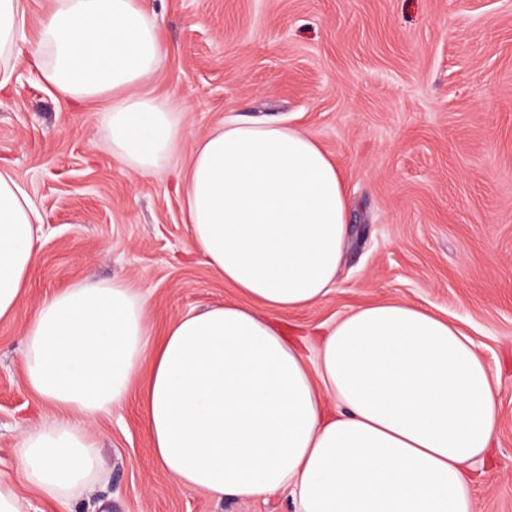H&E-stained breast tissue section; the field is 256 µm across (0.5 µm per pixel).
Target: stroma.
<instances>
[{
  "instance_id": "obj_1",
  "label": "stroma",
  "mask_w": 512,
  "mask_h": 512,
  "mask_svg": "<svg viewBox=\"0 0 512 512\" xmlns=\"http://www.w3.org/2000/svg\"><path fill=\"white\" fill-rule=\"evenodd\" d=\"M169 48L155 93L189 137L139 177L105 127L16 64L0 92V166L44 217L25 310L86 275L149 295L162 335L178 314L235 298L192 252L178 175L229 117L285 119L342 169L351 239L338 288L284 314L310 330L400 298L457 322L497 380L500 421L476 461L478 512H512V0H147ZM19 324L0 325V470L56 411L23 383ZM133 387L91 430L105 480L74 512H295L289 494L182 490L150 454Z\"/></svg>"
}]
</instances>
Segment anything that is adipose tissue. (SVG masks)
Listing matches in <instances>:
<instances>
[{
    "instance_id": "ef3b65f1",
    "label": "adipose tissue",
    "mask_w": 512,
    "mask_h": 512,
    "mask_svg": "<svg viewBox=\"0 0 512 512\" xmlns=\"http://www.w3.org/2000/svg\"><path fill=\"white\" fill-rule=\"evenodd\" d=\"M27 0H0V90L25 58L63 99L94 107L112 154L160 171L186 138L155 94L168 54L147 0H49L33 35ZM191 246L240 300L179 314L150 341L147 297L85 280L21 325L24 382L62 413L33 426L0 474V512H55L103 478L88 427L137 381L154 461L213 500L290 492L296 512H477L471 466L492 449L497 383L456 324L406 300L361 305L316 345L276 314L339 283L349 235L343 175L306 130L230 120L196 140L181 179ZM41 217L0 168V321L17 318Z\"/></svg>"
}]
</instances>
